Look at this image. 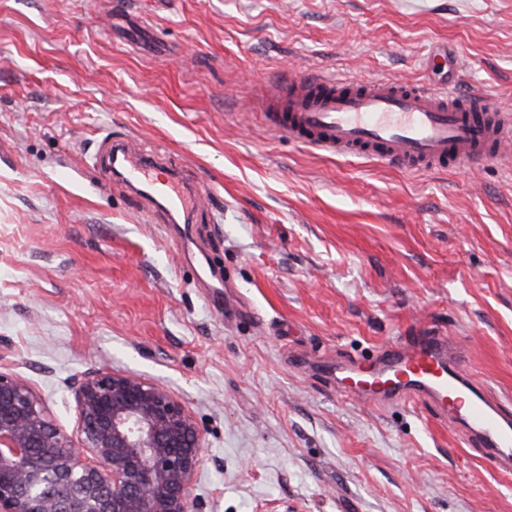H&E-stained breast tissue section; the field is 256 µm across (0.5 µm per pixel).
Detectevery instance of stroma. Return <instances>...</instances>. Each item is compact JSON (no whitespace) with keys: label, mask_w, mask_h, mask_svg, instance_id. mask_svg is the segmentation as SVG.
Segmentation results:
<instances>
[{"label":"stroma","mask_w":512,"mask_h":512,"mask_svg":"<svg viewBox=\"0 0 512 512\" xmlns=\"http://www.w3.org/2000/svg\"><path fill=\"white\" fill-rule=\"evenodd\" d=\"M482 87L512 110V0H0V362L66 430L91 368L160 381L196 512H512V469L430 402L333 366L453 337L512 412V172H411L272 131L290 76ZM123 138L203 194L164 223Z\"/></svg>","instance_id":"35a3bbf8"}]
</instances>
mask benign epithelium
<instances>
[{"label":"benign epithelium","instance_id":"1","mask_svg":"<svg viewBox=\"0 0 512 512\" xmlns=\"http://www.w3.org/2000/svg\"><path fill=\"white\" fill-rule=\"evenodd\" d=\"M73 391L69 434L0 363V512H195L202 433L169 387L98 369Z\"/></svg>","mask_w":512,"mask_h":512}]
</instances>
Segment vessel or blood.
Masks as SVG:
<instances>
[{
  "label": "vessel or blood",
  "instance_id": "1",
  "mask_svg": "<svg viewBox=\"0 0 512 512\" xmlns=\"http://www.w3.org/2000/svg\"><path fill=\"white\" fill-rule=\"evenodd\" d=\"M264 118L289 140L329 155L366 156L409 170L450 169L512 158V115L486 111L476 91L436 92L407 81H353L318 73L272 95ZM130 184L146 185L170 211L196 207L179 181L157 176L152 156L129 146L113 154ZM341 389L368 398L427 397L465 423L490 459L512 462V416L490 401L463 368L453 338L425 336L383 351L379 362L337 371Z\"/></svg>",
  "mask_w": 512,
  "mask_h": 512
}]
</instances>
